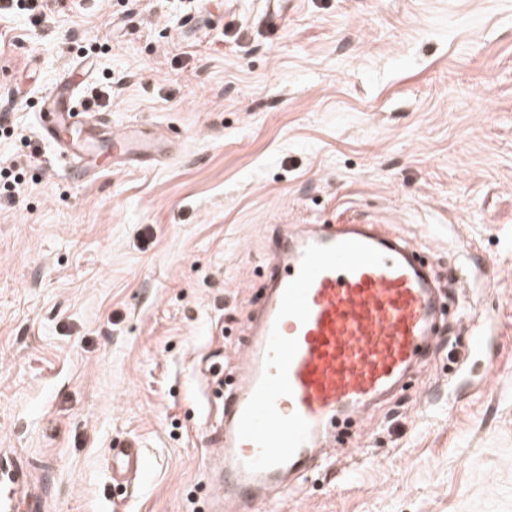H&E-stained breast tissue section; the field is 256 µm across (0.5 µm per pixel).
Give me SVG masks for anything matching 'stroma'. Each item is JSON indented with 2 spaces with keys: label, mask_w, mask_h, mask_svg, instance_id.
<instances>
[{
  "label": "stroma",
  "mask_w": 512,
  "mask_h": 512,
  "mask_svg": "<svg viewBox=\"0 0 512 512\" xmlns=\"http://www.w3.org/2000/svg\"><path fill=\"white\" fill-rule=\"evenodd\" d=\"M49 7L0 52L22 174L0 195V450L43 512H210L211 370L236 366L275 238L356 214L439 262L456 320L276 512H512V0ZM83 70L97 129L139 128L153 160L84 175L43 138ZM129 445L146 470L114 481Z\"/></svg>",
  "instance_id": "obj_1"
}]
</instances>
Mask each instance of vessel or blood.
Instances as JSON below:
<instances>
[{
  "label": "vessel or blood",
  "instance_id": "vessel-or-blood-1",
  "mask_svg": "<svg viewBox=\"0 0 512 512\" xmlns=\"http://www.w3.org/2000/svg\"><path fill=\"white\" fill-rule=\"evenodd\" d=\"M86 127L72 105L42 122L71 167L91 172L97 152L72 147ZM101 146L113 162L131 161L138 150L125 129L107 130ZM276 252L212 438L222 463L211 473V497L230 512H261L274 492L327 461L331 428L363 418L408 381L440 328L437 290L401 236L349 219L289 233ZM142 463L139 449L112 451L113 477ZM30 496L18 484L0 490V512H20Z\"/></svg>",
  "mask_w": 512,
  "mask_h": 512
}]
</instances>
